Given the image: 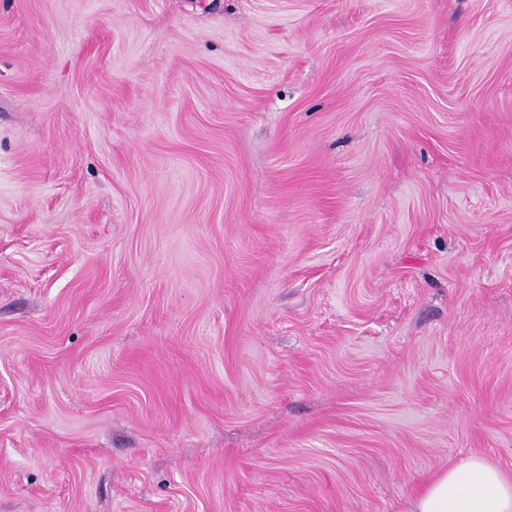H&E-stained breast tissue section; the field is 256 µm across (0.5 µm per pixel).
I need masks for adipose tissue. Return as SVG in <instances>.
<instances>
[{"label": "adipose tissue", "instance_id": "1", "mask_svg": "<svg viewBox=\"0 0 512 512\" xmlns=\"http://www.w3.org/2000/svg\"><path fill=\"white\" fill-rule=\"evenodd\" d=\"M397 512H512V479L484 457L469 455L404 497Z\"/></svg>", "mask_w": 512, "mask_h": 512}]
</instances>
